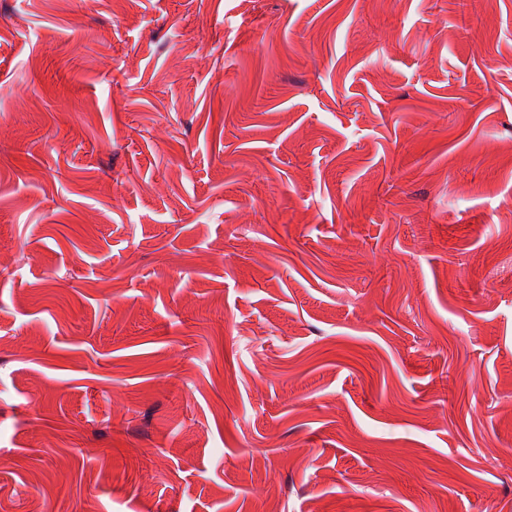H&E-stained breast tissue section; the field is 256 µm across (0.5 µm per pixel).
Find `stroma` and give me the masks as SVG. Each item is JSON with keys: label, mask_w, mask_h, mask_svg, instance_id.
Here are the masks:
<instances>
[{"label": "stroma", "mask_w": 512, "mask_h": 512, "mask_svg": "<svg viewBox=\"0 0 512 512\" xmlns=\"http://www.w3.org/2000/svg\"><path fill=\"white\" fill-rule=\"evenodd\" d=\"M0 512H512V0H0Z\"/></svg>", "instance_id": "35a3bbf8"}]
</instances>
